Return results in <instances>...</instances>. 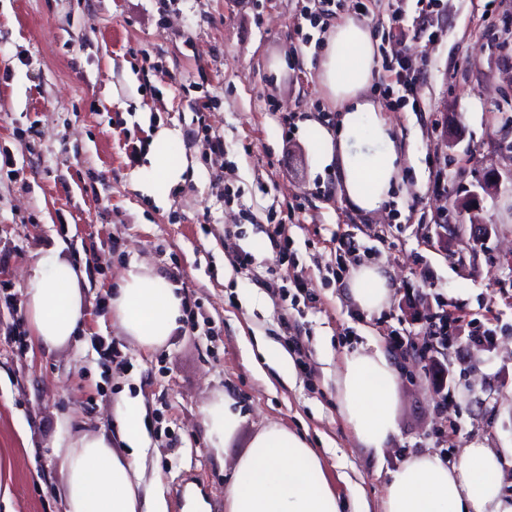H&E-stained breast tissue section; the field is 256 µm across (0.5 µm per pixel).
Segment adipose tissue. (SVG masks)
I'll list each match as a JSON object with an SVG mask.
<instances>
[{
	"label": "adipose tissue",
	"instance_id": "adipose-tissue-1",
	"mask_svg": "<svg viewBox=\"0 0 512 512\" xmlns=\"http://www.w3.org/2000/svg\"><path fill=\"white\" fill-rule=\"evenodd\" d=\"M316 78L336 104V131L315 127L321 166H335L348 205L379 210L401 182L402 156L392 126L370 95L375 47L368 26L343 18L320 54ZM84 273L53 253L39 257L25 287V309L33 346L50 351L69 343L85 314ZM363 311L380 309L389 298L385 277L374 266L359 267L349 288ZM112 318L125 336L146 351L166 345L179 326L182 297L166 278L132 266L111 298ZM396 373L381 350L360 349L345 361L337 380L339 409L360 442L383 447L396 431L393 400ZM129 456L117 455L104 436L61 430L67 480L61 512H166L162 493L144 482L142 409L117 406ZM207 436L221 450L235 434L241 412L231 396L205 410ZM512 466V446L491 448L477 439L450 467L425 453L392 472L383 512H512L502 490L503 469ZM224 512H342L318 454L297 433L277 423L258 431L224 487Z\"/></svg>",
	"mask_w": 512,
	"mask_h": 512
}]
</instances>
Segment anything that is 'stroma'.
Here are the masks:
<instances>
[{"instance_id":"obj_1","label":"stroma","mask_w":512,"mask_h":512,"mask_svg":"<svg viewBox=\"0 0 512 512\" xmlns=\"http://www.w3.org/2000/svg\"><path fill=\"white\" fill-rule=\"evenodd\" d=\"M306 0H0V282L23 294L36 259L55 247L91 265L82 326L66 346L18 342L25 312L0 305V512H60L59 426L106 436L118 454L116 403H142L146 476L164 496L197 475L213 512L254 435L275 422L320 457L344 512H381L391 472L414 454L458 463L474 439L512 444V0H339L338 17L376 26V49L403 52L417 78L405 103L370 88L404 155L403 180L376 213L352 209L333 171L317 172L307 119L334 128L318 85L328 26ZM293 127H285V117ZM173 131L176 184L155 186L147 154ZM224 151L201 147L204 132ZM501 179L497 192L481 183ZM281 227L305 295L263 287L281 256ZM255 253L243 270L224 243ZM184 286L192 322L142 350L108 309L131 265ZM381 267L388 304L362 312L339 267ZM447 315L437 391L393 333L424 338ZM293 328L298 346L285 340ZM117 340L100 357L91 341ZM286 353L290 372L261 346ZM387 352L397 373L396 432L363 447L339 412L336 380L356 349ZM230 394L243 420L221 452L206 407Z\"/></svg>"}]
</instances>
